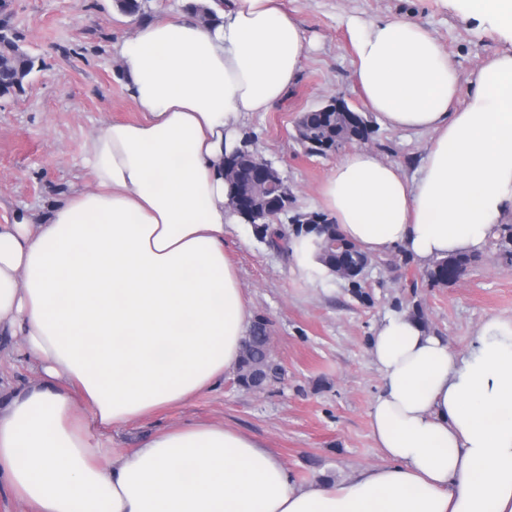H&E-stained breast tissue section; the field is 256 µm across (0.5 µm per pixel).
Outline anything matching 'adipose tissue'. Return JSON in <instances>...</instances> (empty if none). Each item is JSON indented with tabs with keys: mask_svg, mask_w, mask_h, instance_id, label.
I'll return each mask as SVG.
<instances>
[{
	"mask_svg": "<svg viewBox=\"0 0 512 512\" xmlns=\"http://www.w3.org/2000/svg\"><path fill=\"white\" fill-rule=\"evenodd\" d=\"M512 41V0H456ZM354 81L382 125L431 134L415 181L367 149L321 187L341 235L420 265L512 222V49L458 74L421 24L351 19ZM139 117L108 122L83 161L94 186L0 225V335L39 380L0 400V487L33 512H512V317L457 354L400 314L370 341L368 416L382 464L292 483L253 435L220 422L158 429L126 454L112 431L209 392L236 370L251 312L224 237V158L240 125L296 80L302 33L279 0H229L140 22L115 44Z\"/></svg>",
	"mask_w": 512,
	"mask_h": 512,
	"instance_id": "ef3b65f1",
	"label": "adipose tissue"
}]
</instances>
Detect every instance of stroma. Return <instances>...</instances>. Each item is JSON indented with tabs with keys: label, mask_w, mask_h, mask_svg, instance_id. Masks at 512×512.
<instances>
[{
	"label": "stroma",
	"mask_w": 512,
	"mask_h": 512,
	"mask_svg": "<svg viewBox=\"0 0 512 512\" xmlns=\"http://www.w3.org/2000/svg\"><path fill=\"white\" fill-rule=\"evenodd\" d=\"M301 28L303 52L297 82L269 111L246 118L242 138L280 172L293 195L277 223L292 231L296 215L321 212L319 188L336 154H307L297 138L303 112L344 96L370 128L362 148L413 176L431 137L381 125L354 84L352 17L411 18L430 30L459 76V96L475 89L484 61L512 44L482 20L461 18L441 0H282ZM0 22L35 58L23 94L0 99V224L15 212L43 215L70 195L91 188L81 164L88 137L105 121H133L138 112L112 51L130 32L132 17L116 0H0ZM253 317L267 323L282 376L264 390L240 387L226 373L213 391L161 409L113 432L118 453L136 448L145 433L189 420L221 421L263 441L295 484L342 481L381 464L368 411L379 373L369 342L386 315L421 313L427 331L451 349L467 351L493 315L512 317V264L498 235H491L461 279L434 285L400 249L372 256L358 282L322 274L306 279L295 269L289 245L273 247L252 225L224 237ZM19 337H0V387L30 386L37 379L18 357Z\"/></svg>",
	"instance_id": "stroma-1"
}]
</instances>
